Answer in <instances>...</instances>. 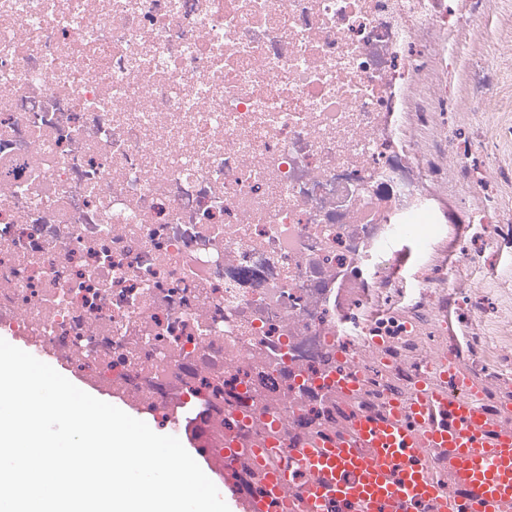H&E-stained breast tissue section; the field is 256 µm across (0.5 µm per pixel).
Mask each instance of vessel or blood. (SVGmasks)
<instances>
[{
  "mask_svg": "<svg viewBox=\"0 0 512 512\" xmlns=\"http://www.w3.org/2000/svg\"><path fill=\"white\" fill-rule=\"evenodd\" d=\"M410 413L392 409L387 418L359 415L348 436L305 444L299 451L310 478L276 467L266 489L280 496L292 488L329 512H424L433 501L449 512H512V433L490 440L481 412L466 396L449 398L445 389L414 390ZM450 453L449 481H436L425 449ZM464 497L448 499L445 486Z\"/></svg>",
  "mask_w": 512,
  "mask_h": 512,
  "instance_id": "obj_1",
  "label": "vessel or blood"
}]
</instances>
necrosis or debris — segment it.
I'll return each instance as SVG.
<instances>
[{
    "instance_id": "obj_1",
    "label": "necrosis or debris",
    "mask_w": 512,
    "mask_h": 512,
    "mask_svg": "<svg viewBox=\"0 0 512 512\" xmlns=\"http://www.w3.org/2000/svg\"><path fill=\"white\" fill-rule=\"evenodd\" d=\"M469 4L0 0V330L140 405L211 392L228 468L262 446L297 468L421 383L512 432V332L427 330L480 282L352 318L391 287L386 242L432 223L427 168L466 167L431 125L449 33L485 39L499 0Z\"/></svg>"
}]
</instances>
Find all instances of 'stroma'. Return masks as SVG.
Segmentation results:
<instances>
[{
	"instance_id": "35a3bbf8",
	"label": "stroma",
	"mask_w": 512,
	"mask_h": 512,
	"mask_svg": "<svg viewBox=\"0 0 512 512\" xmlns=\"http://www.w3.org/2000/svg\"><path fill=\"white\" fill-rule=\"evenodd\" d=\"M483 25L490 35L489 40L473 39L465 29L455 34L451 81L458 90V99L436 113L433 122L434 129L454 131L468 153L470 180L455 179L449 183L447 192L429 203L438 221L454 227L455 234L436 239L423 253L419 252L417 242L409 243L412 258L394 278L396 290L388 299V307L394 313H402V303L417 287L419 278L438 280L448 274L465 276L489 284L482 303L481 325L512 329V243L498 242L494 248L482 251L473 262L458 261L459 253L472 247L471 233L461 220L465 212L482 210L486 196L490 195L495 198L500 214H512V185L493 184L476 191L471 184L472 178L478 177L490 162L512 165V137L490 130L481 118L463 119L458 112L460 100L489 96L500 111L512 113V80L493 59L495 49L491 37L499 32V20L491 15L484 19Z\"/></svg>"
}]
</instances>
